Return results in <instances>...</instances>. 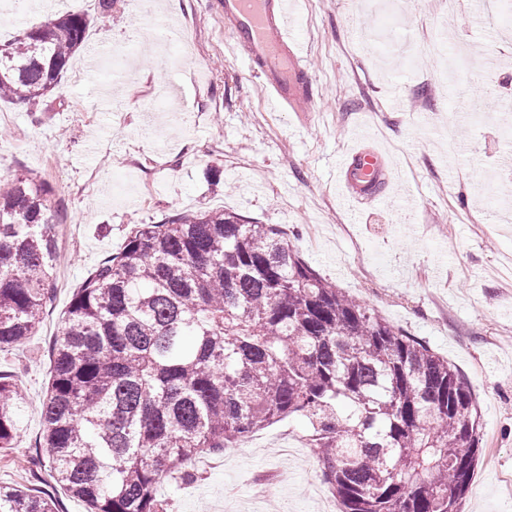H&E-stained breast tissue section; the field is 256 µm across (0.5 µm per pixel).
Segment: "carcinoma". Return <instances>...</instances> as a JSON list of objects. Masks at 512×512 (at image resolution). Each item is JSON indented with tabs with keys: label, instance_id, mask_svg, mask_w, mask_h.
I'll list each match as a JSON object with an SVG mask.
<instances>
[{
	"label": "carcinoma",
	"instance_id": "obj_1",
	"mask_svg": "<svg viewBox=\"0 0 512 512\" xmlns=\"http://www.w3.org/2000/svg\"><path fill=\"white\" fill-rule=\"evenodd\" d=\"M64 14L0 45V101L36 112L85 45ZM48 187L0 186V350L35 334L58 255ZM26 397L0 376V449ZM38 464L87 512H167L188 464L300 417L340 512H460L481 412L458 370L229 211L140 224L76 288L52 349ZM0 512H58L1 488Z\"/></svg>",
	"mask_w": 512,
	"mask_h": 512
}]
</instances>
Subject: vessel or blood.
Returning a JSON list of instances; mask_svg holds the SVG:
<instances>
[{"label": "vessel or blood", "mask_w": 512, "mask_h": 512, "mask_svg": "<svg viewBox=\"0 0 512 512\" xmlns=\"http://www.w3.org/2000/svg\"><path fill=\"white\" fill-rule=\"evenodd\" d=\"M224 23L234 49L249 58L262 92L281 111L313 99L308 66L288 30V0H224ZM339 180L349 201H376L390 182L385 156L374 146H357L341 161Z\"/></svg>", "instance_id": "b4317fda"}]
</instances>
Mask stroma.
Here are the masks:
<instances>
[{"instance_id": "stroma-1", "label": "stroma", "mask_w": 512, "mask_h": 512, "mask_svg": "<svg viewBox=\"0 0 512 512\" xmlns=\"http://www.w3.org/2000/svg\"><path fill=\"white\" fill-rule=\"evenodd\" d=\"M29 0L16 15L0 0V43L42 14L88 16L87 48L71 58L51 107L0 102V180L25 169L46 182L61 233L55 297L35 336L0 351V374L31 409L13 448L0 450V486L53 496L59 512H86L32 457L38 408L64 312L87 273L118 252L137 224L227 210L280 225L325 278L448 358L478 398L484 427L463 512H512V281L491 273L512 258V219L487 198L505 155L499 94L512 88V40L496 0H294L316 91L308 112H277L249 60L228 51L221 0ZM181 35L166 31L169 20ZM131 48L135 79L111 70ZM386 153L392 180L352 222L338 196L336 160L355 138ZM282 420L235 447L196 459L190 482L160 488L167 512H317L309 494L318 459L277 455L303 433ZM288 467V482L275 481Z\"/></svg>"}]
</instances>
